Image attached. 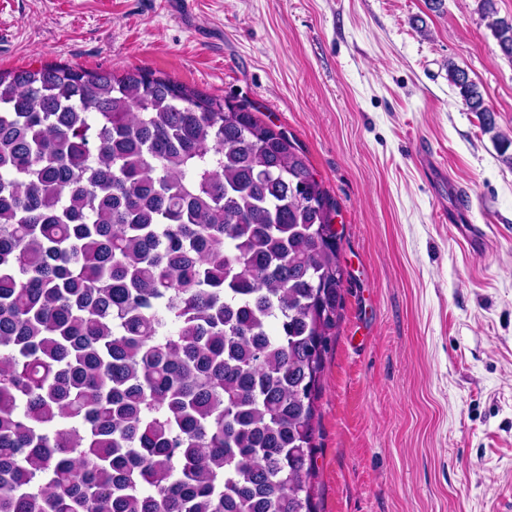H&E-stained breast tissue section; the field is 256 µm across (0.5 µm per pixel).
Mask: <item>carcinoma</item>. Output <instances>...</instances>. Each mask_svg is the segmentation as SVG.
Segmentation results:
<instances>
[{
    "mask_svg": "<svg viewBox=\"0 0 512 512\" xmlns=\"http://www.w3.org/2000/svg\"><path fill=\"white\" fill-rule=\"evenodd\" d=\"M338 213L245 103L137 67L0 72V512H317Z\"/></svg>",
    "mask_w": 512,
    "mask_h": 512,
    "instance_id": "1",
    "label": "carcinoma"
}]
</instances>
